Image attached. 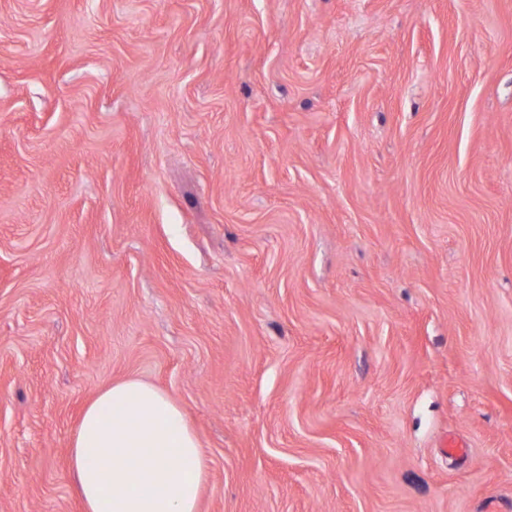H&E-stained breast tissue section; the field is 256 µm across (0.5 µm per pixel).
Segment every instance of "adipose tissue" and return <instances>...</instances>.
<instances>
[{
  "instance_id": "ef3b65f1",
  "label": "adipose tissue",
  "mask_w": 512,
  "mask_h": 512,
  "mask_svg": "<svg viewBox=\"0 0 512 512\" xmlns=\"http://www.w3.org/2000/svg\"><path fill=\"white\" fill-rule=\"evenodd\" d=\"M83 512H199L208 463L182 406L138 379L101 390L72 438Z\"/></svg>"
}]
</instances>
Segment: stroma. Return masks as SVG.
Listing matches in <instances>:
<instances>
[{"label": "stroma", "instance_id": "35a3bbf8", "mask_svg": "<svg viewBox=\"0 0 512 512\" xmlns=\"http://www.w3.org/2000/svg\"><path fill=\"white\" fill-rule=\"evenodd\" d=\"M129 377L200 512H512V0H0V512Z\"/></svg>", "mask_w": 512, "mask_h": 512}]
</instances>
